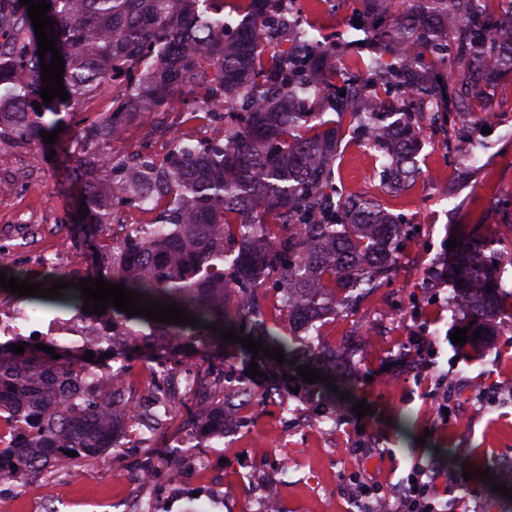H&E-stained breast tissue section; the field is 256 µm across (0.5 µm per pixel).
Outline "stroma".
<instances>
[{"label": "stroma", "instance_id": "obj_1", "mask_svg": "<svg viewBox=\"0 0 512 512\" xmlns=\"http://www.w3.org/2000/svg\"><path fill=\"white\" fill-rule=\"evenodd\" d=\"M496 100L500 109L490 129L469 128L472 139L485 145L477 156L464 150L447 157L442 133L423 128V174L398 194L381 187L373 152L350 135L342 137L335 170L346 191L377 197L416 228L391 279L355 315L327 320L321 329L333 341L357 334L351 359L362 381L353 401L366 400L371 414L356 416L353 402L343 403L333 437L324 443L290 436L276 406L259 409L249 433L220 441L201 438L190 450L204 457L210 473L223 476V500L212 497L207 476L163 472L150 492L157 512H188L198 502L208 512H253V496L240 476L259 464L291 474L282 489V512H358L342 489L345 482L371 473L388 486L407 476L418 458L437 459L447 470L440 492L448 512H512V499L463 476L468 465L479 471L489 465L502 476L512 472L501 463L512 457V315L502 314L490 345L452 343L463 319L447 303L448 287L438 275L458 225L490 237L512 224V212L495 205L512 195V83L499 89ZM111 109V92L100 93L64 123L54 144L11 141L0 150V169L19 182L14 195L0 198V263L22 269L28 281H39L50 268L70 282L91 266L76 221L81 185L71 180L70 169L83 134L99 113ZM74 247L82 258L78 265L49 266L36 258L43 251ZM478 393L485 403L474 410L469 427L458 430L453 418ZM420 436L425 444H417ZM147 452L146 443L135 437L101 461L28 483L54 488L56 512H122L119 502L129 493L122 477ZM176 486L178 497L162 498L163 490Z\"/></svg>", "mask_w": 512, "mask_h": 512}]
</instances>
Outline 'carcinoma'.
<instances>
[{"label": "carcinoma", "instance_id": "1", "mask_svg": "<svg viewBox=\"0 0 512 512\" xmlns=\"http://www.w3.org/2000/svg\"><path fill=\"white\" fill-rule=\"evenodd\" d=\"M46 2L68 100L45 104L28 8L0 0V139L41 141L61 113L106 89L112 111L91 125L97 141L120 138L179 91L201 96L216 129L206 138L175 137L163 155L118 157L80 144L75 175L88 188L95 231L119 223L123 210L154 214L99 247V272L149 301H173L207 325L283 349L287 363L270 359L273 369L309 365L341 392L358 389L348 347H333L315 322L349 316L388 281L412 226L377 198L336 183L342 129L376 153L387 188L412 186L421 175V126L446 133L471 116L484 123L495 114L492 84L512 79V9L494 0H406L402 9L391 0H337L352 5L360 25L327 36L298 0H236L235 24L224 0ZM330 45L346 48L337 65L328 63ZM48 113L54 119L46 122ZM456 242L444 274L467 308V335L495 336L502 300L512 299L496 265L498 241L464 230ZM30 302L83 306L74 289ZM107 321L112 335L146 342L154 374L169 372L168 354L187 341L223 360L219 369L191 366L209 386L210 405L194 414L207 437L224 438L230 390H241L245 426L269 392L288 401V387L259 392L240 372L237 364L253 360L241 344L227 351L207 329L129 317L114 307ZM78 367L50 357L0 360V410L18 427L14 441L0 446V482L96 461L137 417L134 404L112 415V396L104 394L83 409ZM313 392L336 419V393L322 382ZM186 455L169 445L142 470L155 474Z\"/></svg>", "mask_w": 512, "mask_h": 512}]
</instances>
